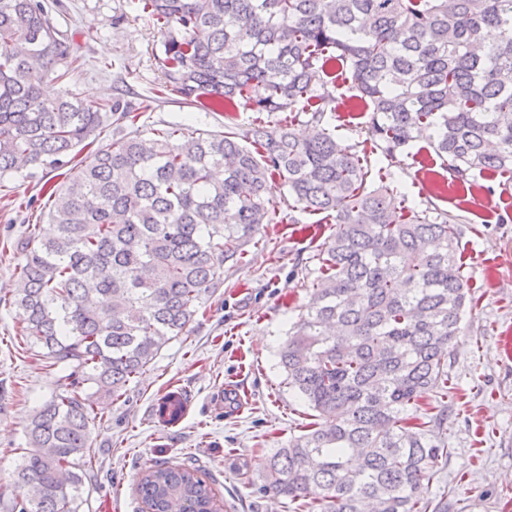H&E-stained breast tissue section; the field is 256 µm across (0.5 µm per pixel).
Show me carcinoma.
Wrapping results in <instances>:
<instances>
[{
  "instance_id": "carcinoma-1",
  "label": "carcinoma",
  "mask_w": 512,
  "mask_h": 512,
  "mask_svg": "<svg viewBox=\"0 0 512 512\" xmlns=\"http://www.w3.org/2000/svg\"><path fill=\"white\" fill-rule=\"evenodd\" d=\"M141 2L165 34L159 94L288 116L273 129L134 130L65 175L46 214L54 235L33 225L22 243L11 304L68 383L28 417L14 508L80 512L95 401L121 396L184 334L224 284V262L271 223L266 185L278 176L336 230L277 352L288 389L324 423L270 457L262 490L294 512H448L414 492L448 456L439 402L469 294L460 233L411 201L396 172L372 176L370 156L396 163L424 133L456 181H512V0ZM67 56L42 0H0V178L68 164L99 137L104 111L136 125L117 100L44 98ZM338 61L368 106V150L332 126L326 77ZM300 111L312 113L303 139ZM185 412L177 392L158 400L165 425ZM137 492L154 512L214 508L212 489L178 466L145 471Z\"/></svg>"
}]
</instances>
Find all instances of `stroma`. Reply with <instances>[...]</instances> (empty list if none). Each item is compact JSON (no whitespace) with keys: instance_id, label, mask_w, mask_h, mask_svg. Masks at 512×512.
<instances>
[{"instance_id":"1","label":"stroma","mask_w":512,"mask_h":512,"mask_svg":"<svg viewBox=\"0 0 512 512\" xmlns=\"http://www.w3.org/2000/svg\"><path fill=\"white\" fill-rule=\"evenodd\" d=\"M74 65L65 79L46 81L52 97L117 100L142 107V137L183 122L212 131L225 123L248 127L252 115L203 98L187 104L176 95L158 101L164 80L163 34L139 0H44ZM337 133L362 141L369 120L347 76L336 79ZM402 179L417 202L447 211L460 230V256L470 307L448 356L449 454L438 476L422 486L424 498L448 496V512H512V182L492 173L460 185L427 138L401 156ZM58 171L31 166L0 190V512H12L18 495L13 473L25 445L24 425L34 407L58 389L60 375L17 336L19 315L7 305L15 288L26 227L51 228L40 216ZM267 196L272 223L247 243L242 259L224 265V284L205 297L184 336L164 347L119 399L103 398L91 426L94 479L81 512H145L136 492L139 476L164 463L197 471L215 495L218 512H288L287 499L263 496L271 455L310 423L311 412L288 392L275 351L315 277V255L334 233L324 214L289 206L280 179ZM181 392L180 422L158 421L156 404Z\"/></svg>"}]
</instances>
